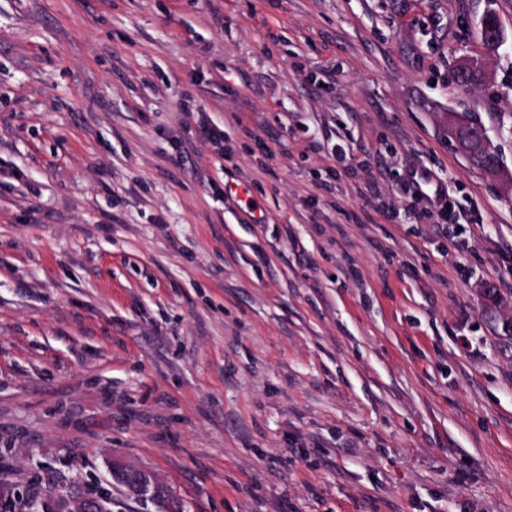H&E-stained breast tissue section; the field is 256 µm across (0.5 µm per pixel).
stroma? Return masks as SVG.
Returning a JSON list of instances; mask_svg holds the SVG:
<instances>
[{"instance_id": "35a3bbf8", "label": "stroma", "mask_w": 512, "mask_h": 512, "mask_svg": "<svg viewBox=\"0 0 512 512\" xmlns=\"http://www.w3.org/2000/svg\"><path fill=\"white\" fill-rule=\"evenodd\" d=\"M461 114L512 173V0H0V501L512 512V183ZM488 18H491V21H488ZM477 25L482 28L487 52H498L504 43L502 24L498 16L492 15L491 12H486L480 17ZM406 192L417 201H426L434 207V211L427 207L426 212L435 216L442 232L448 231V220L454 212V206L448 204V194L444 182L426 166H410L406 170ZM431 192V194H430Z\"/></svg>"}]
</instances>
